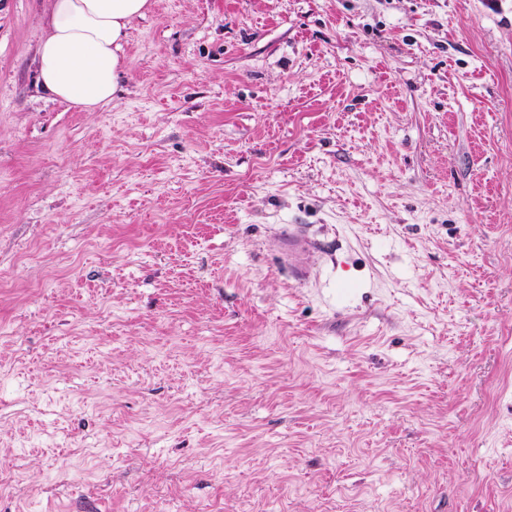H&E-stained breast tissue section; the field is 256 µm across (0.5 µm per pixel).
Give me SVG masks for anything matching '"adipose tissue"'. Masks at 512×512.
Instances as JSON below:
<instances>
[{"instance_id":"obj_1","label":"adipose tissue","mask_w":512,"mask_h":512,"mask_svg":"<svg viewBox=\"0 0 512 512\" xmlns=\"http://www.w3.org/2000/svg\"><path fill=\"white\" fill-rule=\"evenodd\" d=\"M149 0H50L36 53L39 87L83 112L109 104L124 69L122 43Z\"/></svg>"}]
</instances>
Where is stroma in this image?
<instances>
[{
	"label": "stroma",
	"instance_id": "stroma-1",
	"mask_svg": "<svg viewBox=\"0 0 512 512\" xmlns=\"http://www.w3.org/2000/svg\"><path fill=\"white\" fill-rule=\"evenodd\" d=\"M150 3L0 0V512H512V0ZM37 83L83 112L109 104L124 69L122 42L149 0H49ZM288 253L293 257L297 265V273L301 277L309 275V269L303 264V256L309 251L311 245L306 235L299 233L288 238Z\"/></svg>",
	"mask_w": 512,
	"mask_h": 512
}]
</instances>
